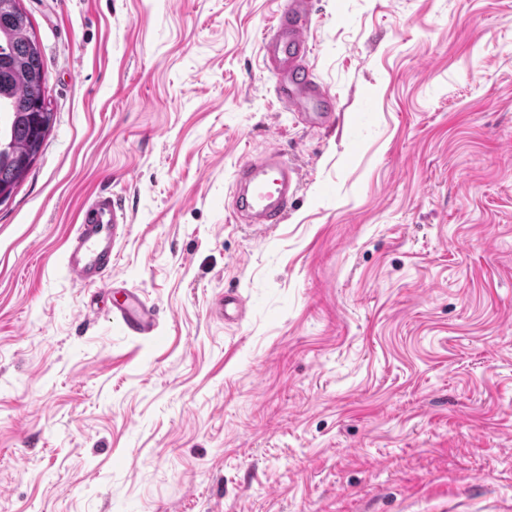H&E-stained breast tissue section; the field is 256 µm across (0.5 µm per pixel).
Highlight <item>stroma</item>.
<instances>
[{
  "label": "stroma",
  "instance_id": "1",
  "mask_svg": "<svg viewBox=\"0 0 512 512\" xmlns=\"http://www.w3.org/2000/svg\"><path fill=\"white\" fill-rule=\"evenodd\" d=\"M310 2L316 127L288 0H19L56 120L0 204V512H512V0ZM272 147L288 218L235 223ZM102 189L154 337L63 266ZM306 0H289L288 9L264 28L262 50L274 78L277 97L288 112L310 125H323L335 117L326 90L308 69L311 27Z\"/></svg>",
  "mask_w": 512,
  "mask_h": 512
}]
</instances>
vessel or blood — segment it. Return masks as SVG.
Instances as JSON below:
<instances>
[{"label":"vessel or blood","instance_id":"b4317fda","mask_svg":"<svg viewBox=\"0 0 512 512\" xmlns=\"http://www.w3.org/2000/svg\"><path fill=\"white\" fill-rule=\"evenodd\" d=\"M311 27L306 0H288L287 9L275 16L262 36L264 58L274 78L277 97L289 112L310 125L333 119L325 89L308 69ZM299 190L294 168L282 152L268 151L236 169L233 175V206L245 224H281L288 205ZM127 214L110 193L96 195L84 205L65 252L64 264L73 279L93 287L97 297L112 291V252L118 242L119 226ZM123 299L112 306V319L128 334L153 336L157 314L135 291L123 289Z\"/></svg>","mask_w":512,"mask_h":512}]
</instances>
